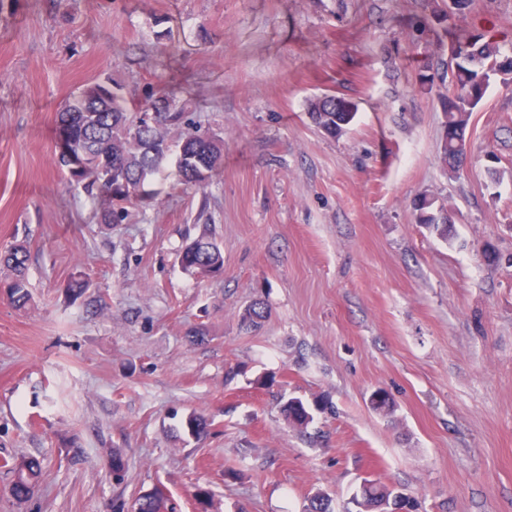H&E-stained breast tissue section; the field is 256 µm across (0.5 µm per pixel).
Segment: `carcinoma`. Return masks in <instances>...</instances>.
<instances>
[{
    "label": "carcinoma",
    "mask_w": 512,
    "mask_h": 512,
    "mask_svg": "<svg viewBox=\"0 0 512 512\" xmlns=\"http://www.w3.org/2000/svg\"><path fill=\"white\" fill-rule=\"evenodd\" d=\"M463 42L448 46V56L430 59L417 73L421 86L431 88L438 83L446 87L439 95L444 112L443 128L465 130L471 115L483 101L492 80L506 74L503 83H512V47L504 49L493 43L474 40L478 51L466 56L458 52ZM155 94L149 93L136 110L108 81L97 82L65 101L58 117L60 128L68 130L57 155L59 166L70 174L69 187L82 188L96 204L94 217L101 224L123 223L132 208L148 201L146 186L161 174L166 165L175 168L177 180L184 186L205 188L224 161V140L203 136L187 122L185 109L167 100L163 108L156 107ZM355 115L349 100L325 94L314 103L312 117L329 135L341 133ZM181 129L177 145L168 143L167 130ZM464 144L453 140L440 147V158L448 175L457 173L451 159L462 153ZM445 205L423 197L415 206L416 221L439 238L450 241L454 225L444 215ZM28 248L16 244L0 253V266L10 271L9 278L0 282V296L15 308L26 307L31 301L28 282ZM181 265L191 273L216 274L223 271L224 256L218 242L203 233L188 239L181 251ZM251 311L242 316L244 326L257 327L266 318L267 307L261 300L250 305ZM325 409L322 401L308 402L291 398L283 405L286 420L304 431L313 421L312 410ZM184 432L202 439L206 421L192 413L183 423ZM11 475V496L16 500L29 498L42 476L40 463L32 458H6L0 469ZM398 488L377 481L361 487L351 497L352 508L342 512H419L421 503L413 495L400 498ZM132 512H173L167 495L156 488L137 495ZM304 512H335L333 499L318 491L308 497Z\"/></svg>",
    "instance_id": "1"
}]
</instances>
